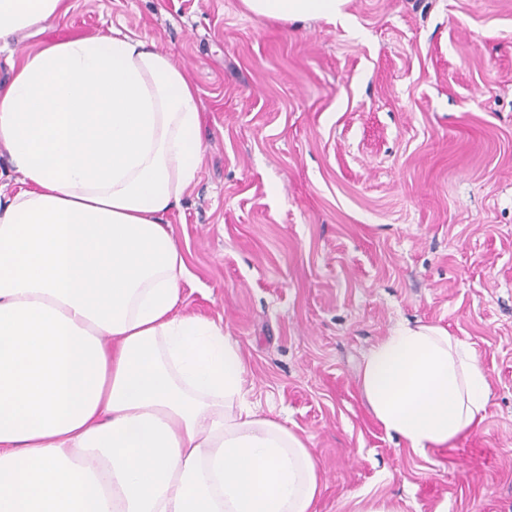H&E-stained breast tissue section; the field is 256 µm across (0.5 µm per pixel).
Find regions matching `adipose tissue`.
Segmentation results:
<instances>
[{"label":"adipose tissue","mask_w":512,"mask_h":512,"mask_svg":"<svg viewBox=\"0 0 512 512\" xmlns=\"http://www.w3.org/2000/svg\"><path fill=\"white\" fill-rule=\"evenodd\" d=\"M282 22L349 0H242ZM66 0H0V45ZM0 83V512H314L303 438L245 399L222 324L186 313L166 216L194 182L201 99L170 56L110 30L27 53ZM360 388L416 454L469 433L489 383L442 327L400 324Z\"/></svg>","instance_id":"adipose-tissue-1"}]
</instances>
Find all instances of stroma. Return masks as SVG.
I'll use <instances>...</instances> for the list:
<instances>
[{"label": "stroma", "mask_w": 512, "mask_h": 512, "mask_svg": "<svg viewBox=\"0 0 512 512\" xmlns=\"http://www.w3.org/2000/svg\"><path fill=\"white\" fill-rule=\"evenodd\" d=\"M9 60L116 26L168 53L202 101V160L167 219L184 309L222 321L249 402L299 433L314 512H512V0H350L288 22L241 0H69ZM400 323L471 343L478 428L422 457L362 395Z\"/></svg>", "instance_id": "35a3bbf8"}]
</instances>
